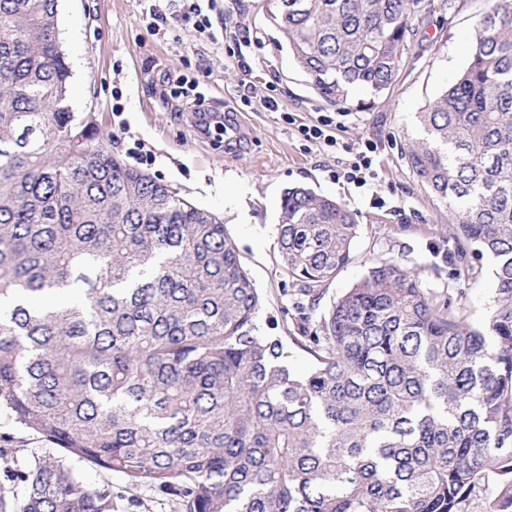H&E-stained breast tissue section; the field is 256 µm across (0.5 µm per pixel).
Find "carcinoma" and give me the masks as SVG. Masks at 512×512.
Listing matches in <instances>:
<instances>
[{
    "instance_id": "1",
    "label": "carcinoma",
    "mask_w": 512,
    "mask_h": 512,
    "mask_svg": "<svg viewBox=\"0 0 512 512\" xmlns=\"http://www.w3.org/2000/svg\"><path fill=\"white\" fill-rule=\"evenodd\" d=\"M425 0H273L295 63L329 104L382 97L411 58ZM58 0H0V409L62 456L22 473L21 506L114 512L112 486L172 491L180 512H512V0H490L466 66L419 112L406 163L448 207L452 258L486 257L494 295L465 308L381 260L286 364L216 215L112 155L67 96ZM278 248L318 304L352 259L356 215L287 189ZM497 478L490 476L469 497L466 505L468 512H485L486 505L493 495Z\"/></svg>"
}]
</instances>
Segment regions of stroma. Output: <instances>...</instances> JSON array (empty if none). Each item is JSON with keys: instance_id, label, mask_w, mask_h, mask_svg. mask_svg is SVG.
<instances>
[{"instance_id": "1", "label": "stroma", "mask_w": 512, "mask_h": 512, "mask_svg": "<svg viewBox=\"0 0 512 512\" xmlns=\"http://www.w3.org/2000/svg\"><path fill=\"white\" fill-rule=\"evenodd\" d=\"M144 7L145 0H59V39L72 72L69 101L79 116H94L113 154L128 163L133 149L143 147L153 161L141 164V171L223 221L262 295L259 328H266L268 319L283 324L295 315L277 249L282 196L293 186L335 199L360 224L352 260L327 285L308 329L383 259L417 273L422 287L447 293L454 305L466 307L474 326L485 323L494 288L491 264L482 260L481 275L467 277L459 263L436 255L448 234V209L420 186L404 155L422 135L418 112L466 65V44L486 0H451L450 8L426 14L417 35L420 46L392 87L374 103L365 89H354L343 105L326 103L310 87L268 19L266 0H217L212 40L187 28L172 41L148 27ZM448 15L452 25L440 26ZM183 76L199 82L205 94L201 108L164 100V92ZM245 78L257 86L247 104L241 100ZM116 88L123 93L118 114L112 110ZM270 94L276 106L265 103ZM205 112L223 118L228 128L223 139L201 131ZM326 116L339 121L337 146L305 142L298 125ZM367 140L378 145L374 180L360 186L336 178L349 158L347 146ZM59 454L0 410V486L35 460ZM69 465L89 485H111L115 512H178L171 493L131 486L121 474L75 459Z\"/></svg>"}]
</instances>
